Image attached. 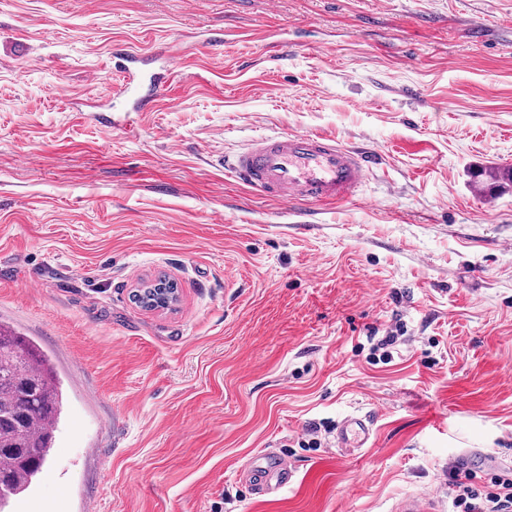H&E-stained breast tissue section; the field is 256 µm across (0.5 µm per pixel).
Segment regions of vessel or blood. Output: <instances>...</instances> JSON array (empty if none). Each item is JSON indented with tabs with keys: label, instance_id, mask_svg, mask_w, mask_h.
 I'll list each match as a JSON object with an SVG mask.
<instances>
[{
	"label": "vessel or blood",
	"instance_id": "1",
	"mask_svg": "<svg viewBox=\"0 0 512 512\" xmlns=\"http://www.w3.org/2000/svg\"><path fill=\"white\" fill-rule=\"evenodd\" d=\"M117 92L132 99L136 110H146L148 98L140 96L126 65H117ZM376 160L374 154L336 142L317 132H291L253 140L227 158V174L263 196L285 203L341 204L364 185ZM373 422L348 416L336 427V445L362 448L368 443ZM293 470L265 452L256 456L250 479L256 495L265 497L290 484Z\"/></svg>",
	"mask_w": 512,
	"mask_h": 512
}]
</instances>
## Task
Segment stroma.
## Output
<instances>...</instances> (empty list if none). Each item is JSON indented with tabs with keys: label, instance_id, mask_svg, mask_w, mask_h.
I'll use <instances>...</instances> for the list:
<instances>
[{
	"label": "stroma",
	"instance_id": "1",
	"mask_svg": "<svg viewBox=\"0 0 512 512\" xmlns=\"http://www.w3.org/2000/svg\"><path fill=\"white\" fill-rule=\"evenodd\" d=\"M129 52L147 112L113 96ZM305 131L378 152L353 200L225 177L251 139ZM493 169L512 0H0V323L64 381L12 512H459L466 455L512 473V183L471 194ZM158 275L180 301L143 310ZM351 413L375 436L341 455ZM264 451L294 477L261 504Z\"/></svg>",
	"mask_w": 512,
	"mask_h": 512
}]
</instances>
